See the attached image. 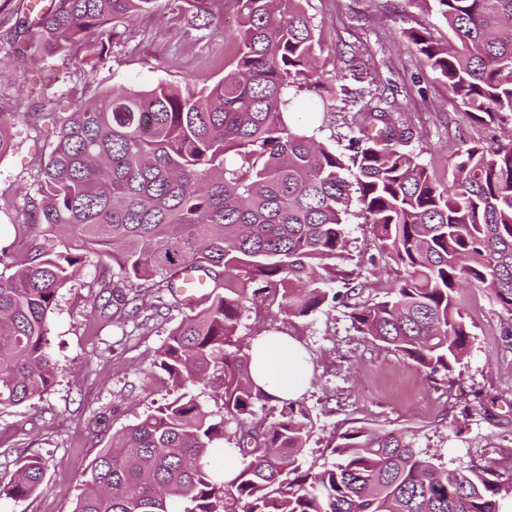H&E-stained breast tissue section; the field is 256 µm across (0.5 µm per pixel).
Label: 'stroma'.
<instances>
[{"label":"stroma","mask_w":512,"mask_h":512,"mask_svg":"<svg viewBox=\"0 0 512 512\" xmlns=\"http://www.w3.org/2000/svg\"><path fill=\"white\" fill-rule=\"evenodd\" d=\"M5 1L0 0V111L15 113L16 124L15 147L0 156V249L15 256L28 242L21 190L34 187L57 142L48 113L74 111L116 86L212 83L228 70L237 25L233 0L224 2L221 37H200L162 11L154 19L129 23L126 42L109 45L103 60L39 61L13 55L19 17L5 9ZM303 6L315 27L323 77L343 73L352 90L391 88L389 111L413 132L408 150L440 183L450 177L460 139L484 145L512 139L499 126L473 123L406 38L405 29L424 28L447 41L448 25L434 9L417 0H304ZM353 58L364 65L362 80L347 73ZM309 107L308 98L300 97L293 120L343 150L355 109L333 98L317 112ZM350 212L345 257L337 261L336 274L359 276L372 296L387 284L390 272L377 257L370 225L358 207ZM111 275L93 257L78 280L61 290L49 324L48 351L58 368L54 386L42 398L0 409V478H9L23 449L41 455L47 466L32 497L2 496L0 512H73L82 476L97 453L171 392L152 363L183 309L146 320L112 319L94 303L101 281ZM459 301L475 325L463 374L433 382L407 358L357 336L342 309L290 318L281 299L271 296L263 310L244 313V343L265 333L287 335L310 358L312 373L300 400L313 428L302 466L332 465L339 435L367 426L406 433L439 466L491 463L500 473H512V316L483 290L464 289Z\"/></svg>","instance_id":"1"}]
</instances>
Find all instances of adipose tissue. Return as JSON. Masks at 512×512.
I'll return each mask as SVG.
<instances>
[{
	"instance_id": "1",
	"label": "adipose tissue",
	"mask_w": 512,
	"mask_h": 512,
	"mask_svg": "<svg viewBox=\"0 0 512 512\" xmlns=\"http://www.w3.org/2000/svg\"><path fill=\"white\" fill-rule=\"evenodd\" d=\"M250 356V373L256 385L283 400L299 398L312 365L296 340L278 334L257 336L251 344Z\"/></svg>"
}]
</instances>
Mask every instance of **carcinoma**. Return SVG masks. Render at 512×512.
Returning a JSON list of instances; mask_svg holds the SVG:
<instances>
[{
	"mask_svg": "<svg viewBox=\"0 0 512 512\" xmlns=\"http://www.w3.org/2000/svg\"><path fill=\"white\" fill-rule=\"evenodd\" d=\"M158 0H54L26 24L44 57L86 52L127 38V23L153 18ZM303 0H235L232 69L212 85L159 82L106 90L62 115L57 144L26 193L30 248L0 256V408L44 395L57 367L47 351L59 292L85 259L112 262L101 284L119 318L182 303L173 270L191 264L209 280L211 302L168 332L153 367L179 391L112 437L92 462L73 512H501L512 474L493 467L433 464L403 433L356 427L340 435V461L303 471L312 418L298 400L278 401L268 425L254 408L275 400L250 376L240 343L246 289L281 295L290 317L345 308L351 329L401 354L426 379L448 375L468 354L472 324L457 291L490 292L512 317V144L461 140L448 184L406 150L410 128L370 91L353 93L362 119L350 127L349 159L293 127L286 114L303 94L324 100L314 27ZM448 23V42L404 31L448 94L483 125L512 124V0H416ZM170 19L224 35V0H166ZM15 113L0 111V156L14 147ZM355 169L356 202L381 258L394 271L373 297L367 285L332 288L351 199L343 172ZM208 386L238 424L234 479L211 469L224 438L187 388ZM0 496L27 498L46 464L19 454Z\"/></svg>",
	"mask_w": 512,
	"mask_h": 512,
	"instance_id": "cac0c4a2",
	"label": "carcinoma"
}]
</instances>
